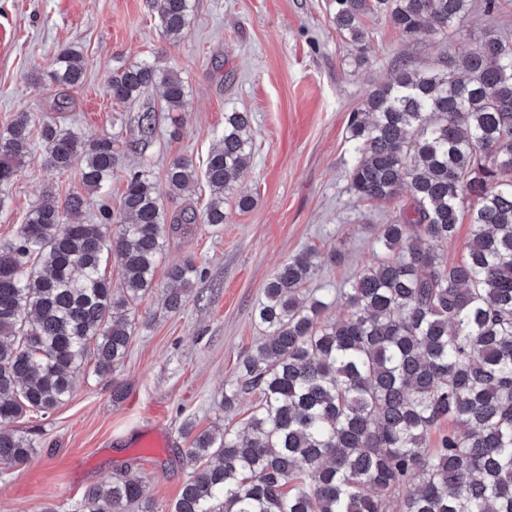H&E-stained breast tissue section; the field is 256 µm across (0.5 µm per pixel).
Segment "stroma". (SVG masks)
<instances>
[{
	"instance_id": "obj_1",
	"label": "stroma",
	"mask_w": 512,
	"mask_h": 512,
	"mask_svg": "<svg viewBox=\"0 0 512 512\" xmlns=\"http://www.w3.org/2000/svg\"><path fill=\"white\" fill-rule=\"evenodd\" d=\"M187 36L163 35L152 0H0V129L19 113L60 121L82 137L118 140V162L107 195H92L84 214L95 221L102 206L117 207L130 169L149 167L165 190L169 163L189 160L198 177L180 197L164 198L168 213L203 209L209 188L202 175L224 129V115L252 118L253 158L218 227L197 224L172 232L155 285L137 306L129 353L108 377L83 374L73 396L51 413L32 415L15 428L34 446L29 461L0 468V512H78L85 488L115 474L139 478L154 512H170L195 465L187 455L186 422L202 432L241 426L256 394L224 407V386L239 360L263 334L255 310L279 266L306 248L323 264L310 287H345L374 259L379 225L392 222L393 203H359L348 191L353 158L351 112L400 64L425 67L459 57L480 35L512 36V0L497 13L474 10L459 32L403 36L386 19L367 20L368 38L356 50L332 23L333 0H193ZM83 56V83L63 90L44 80L58 50ZM148 60L178 71L188 89L184 110L162 107L159 89L131 104L112 100L113 76ZM67 99L56 110L58 99ZM155 128L141 138L142 112ZM81 168L47 167L32 139L20 173L0 185V242L15 237L27 212L43 201L63 204L82 191ZM200 268L181 310L164 305L169 269L185 259ZM162 434L163 448H143L144 429Z\"/></svg>"
}]
</instances>
